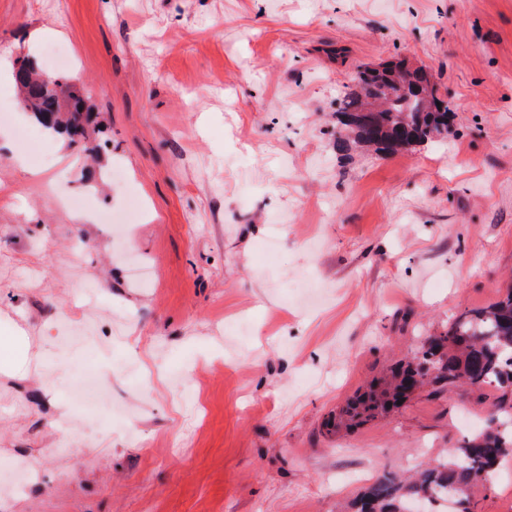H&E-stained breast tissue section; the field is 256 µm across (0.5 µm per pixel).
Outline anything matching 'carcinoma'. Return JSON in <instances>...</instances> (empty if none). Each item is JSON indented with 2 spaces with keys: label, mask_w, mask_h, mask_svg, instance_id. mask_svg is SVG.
I'll return each mask as SVG.
<instances>
[{
  "label": "carcinoma",
  "mask_w": 512,
  "mask_h": 512,
  "mask_svg": "<svg viewBox=\"0 0 512 512\" xmlns=\"http://www.w3.org/2000/svg\"><path fill=\"white\" fill-rule=\"evenodd\" d=\"M403 64L400 60L360 68L355 86L345 92L336 110V151L372 144L378 152L396 153L453 132L448 102L440 98L428 71L406 70L402 79L409 84L408 91L386 92L393 71ZM44 75L37 62L16 61L14 76L23 109L42 126L65 135L83 154L97 155L99 145L89 138L95 116L85 88L63 74H54L49 81L42 79ZM372 102L375 108L364 124L346 121ZM421 373L430 375L432 384L459 383L474 391L512 389V288L487 306L461 312L443 332L428 337L407 360L390 365L336 410L326 425L338 432L350 430L393 411L413 395L414 376ZM507 405L505 396L498 408L503 416L499 427L489 425L449 449L451 460H437L408 478L390 473L378 478L351 503V512H412L411 500L423 499L433 506L450 492L471 503L475 493L489 485L487 475L512 460V410Z\"/></svg>",
  "instance_id": "obj_1"
}]
</instances>
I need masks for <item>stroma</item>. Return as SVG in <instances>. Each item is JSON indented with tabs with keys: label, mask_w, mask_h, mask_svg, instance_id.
I'll return each instance as SVG.
<instances>
[{
	"label": "stroma",
	"mask_w": 512,
	"mask_h": 512,
	"mask_svg": "<svg viewBox=\"0 0 512 512\" xmlns=\"http://www.w3.org/2000/svg\"><path fill=\"white\" fill-rule=\"evenodd\" d=\"M50 42L102 162L0 124V512H345L487 425L465 387L323 422L512 287V0H0V69ZM401 59L453 134L337 152ZM26 351L21 349L19 336H0V369L16 368L28 363Z\"/></svg>",
	"instance_id": "stroma-1"
}]
</instances>
